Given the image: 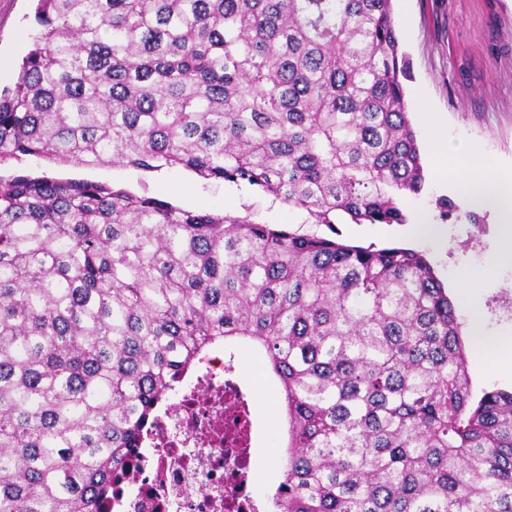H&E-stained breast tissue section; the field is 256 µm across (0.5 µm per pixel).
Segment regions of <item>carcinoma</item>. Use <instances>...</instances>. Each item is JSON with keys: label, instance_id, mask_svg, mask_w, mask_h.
Instances as JSON below:
<instances>
[{"label": "carcinoma", "instance_id": "cac0c4a2", "mask_svg": "<svg viewBox=\"0 0 512 512\" xmlns=\"http://www.w3.org/2000/svg\"><path fill=\"white\" fill-rule=\"evenodd\" d=\"M0 94V512H107L217 346L279 383L271 512H512V390L473 400L409 248L180 208L10 164L184 168L338 224L426 183L391 0H37Z\"/></svg>", "mask_w": 512, "mask_h": 512}]
</instances>
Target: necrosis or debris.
Segmentation results:
<instances>
[{"label": "necrosis or debris", "instance_id": "obj_1", "mask_svg": "<svg viewBox=\"0 0 512 512\" xmlns=\"http://www.w3.org/2000/svg\"><path fill=\"white\" fill-rule=\"evenodd\" d=\"M252 402L251 389L213 356L159 417L149 448L131 462L134 491L113 502V512H265L254 450L233 436Z\"/></svg>", "mask_w": 512, "mask_h": 512}]
</instances>
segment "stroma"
<instances>
[{
	"label": "stroma",
	"instance_id": "stroma-1",
	"mask_svg": "<svg viewBox=\"0 0 512 512\" xmlns=\"http://www.w3.org/2000/svg\"><path fill=\"white\" fill-rule=\"evenodd\" d=\"M400 48L409 61L405 80L409 117L419 144L436 132L463 141L487 165L512 168V0H392ZM33 0H0V89L12 86L34 33ZM430 112L432 126L420 114ZM19 168L58 179L109 183L161 197L187 210L250 216L264 224H286L302 234L325 233L306 214L274 196L245 185L204 182L184 169L145 172L123 165L54 164L23 158ZM424 192L407 210L436 224V236L416 234L411 224H342L343 243L407 247L421 251L448 293H455L452 273L481 268L507 242L503 225L490 214L481 223L443 221L436 202L441 169L427 167ZM478 296L486 329L512 335V264L500 265L484 281ZM258 427L256 485L267 488L277 478V461L287 441V421L279 401L259 396L253 406Z\"/></svg>",
	"mask_w": 512,
	"mask_h": 512
}]
</instances>
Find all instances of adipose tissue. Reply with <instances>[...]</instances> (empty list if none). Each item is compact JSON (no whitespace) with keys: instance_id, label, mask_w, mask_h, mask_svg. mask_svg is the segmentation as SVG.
<instances>
[{"instance_id":"1","label":"adipose tissue","mask_w":512,"mask_h":512,"mask_svg":"<svg viewBox=\"0 0 512 512\" xmlns=\"http://www.w3.org/2000/svg\"><path fill=\"white\" fill-rule=\"evenodd\" d=\"M464 182L480 186L477 193L467 198L471 208L493 212L499 223H512V184L508 183L506 176L482 166L472 158L467 163L450 167L442 185L453 189Z\"/></svg>"}]
</instances>
